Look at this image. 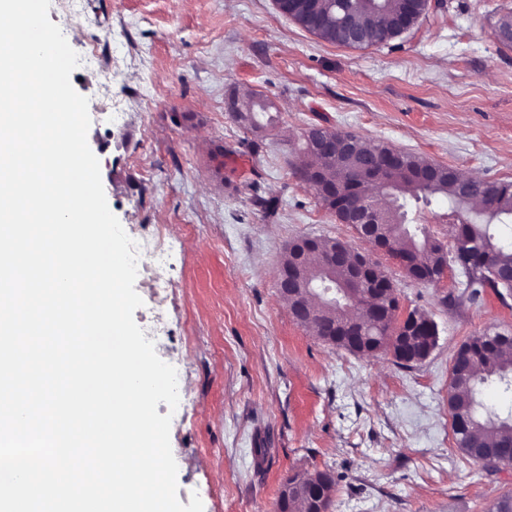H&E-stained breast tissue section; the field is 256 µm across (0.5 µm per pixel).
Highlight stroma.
<instances>
[{"label":"stroma","mask_w":512,"mask_h":512,"mask_svg":"<svg viewBox=\"0 0 512 512\" xmlns=\"http://www.w3.org/2000/svg\"><path fill=\"white\" fill-rule=\"evenodd\" d=\"M509 12L512 0H431L398 38L353 49L308 33L274 0H51L79 56L71 83L91 104L109 208L168 249L164 264L141 258L134 319L149 311V281L165 285L168 332L155 350L177 370L180 403L157 411L172 416L182 504L195 493L204 512H276L298 471L334 474L329 512H488L512 494V466L465 457L448 413L457 350L512 333V298L474 304L458 270L419 283L377 255L399 316L417 310L438 327L430 355L405 368L320 340L276 280L291 241L367 248L291 175L312 126L512 181V49L493 36ZM251 93L279 116L258 138L226 109Z\"/></svg>","instance_id":"stroma-1"}]
</instances>
